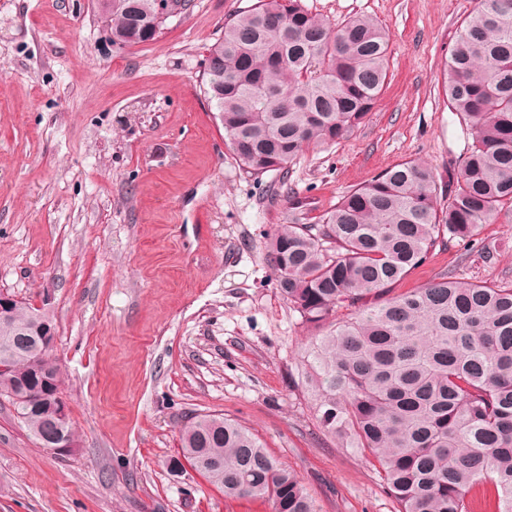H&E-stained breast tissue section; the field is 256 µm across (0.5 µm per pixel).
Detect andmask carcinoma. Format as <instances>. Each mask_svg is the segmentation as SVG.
I'll list each match as a JSON object with an SVG mask.
<instances>
[{
    "label": "carcinoma",
    "mask_w": 512,
    "mask_h": 512,
    "mask_svg": "<svg viewBox=\"0 0 512 512\" xmlns=\"http://www.w3.org/2000/svg\"><path fill=\"white\" fill-rule=\"evenodd\" d=\"M98 12L119 50L166 26L158 0H106ZM390 41L371 17L333 27L301 0H259L225 21L203 92L239 165L286 175L304 149L353 135L387 83ZM442 75L448 108L472 135L448 187L405 160L350 189L321 223L277 225L265 259L313 337L301 366L317 421L358 449L398 512H512V284L444 272L394 293L435 251L512 220V0H477ZM38 313L20 303L0 343ZM30 382L22 356L0 369V399L37 440L51 401L17 403ZM180 447L226 498L317 512L297 474L222 414L190 418Z\"/></svg>",
    "instance_id": "obj_1"
}]
</instances>
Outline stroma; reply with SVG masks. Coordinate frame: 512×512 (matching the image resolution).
Segmentation results:
<instances>
[{
    "mask_svg": "<svg viewBox=\"0 0 512 512\" xmlns=\"http://www.w3.org/2000/svg\"><path fill=\"white\" fill-rule=\"evenodd\" d=\"M258 0H190L154 42L115 50L95 0H0V292L55 323L61 392L79 440L39 447L0 404V512H270L229 499L182 456L197 413L249 429L318 512H396L357 449L325 431L298 373L310 336L264 241L287 190L319 223L348 190L408 159L439 183L472 141L443 63L476 0H302L391 35L365 124L287 175L247 174L201 91L224 22ZM451 270L512 283V223L483 225L399 283Z\"/></svg>",
    "mask_w": 512,
    "mask_h": 512,
    "instance_id": "obj_1",
    "label": "stroma"
}]
</instances>
